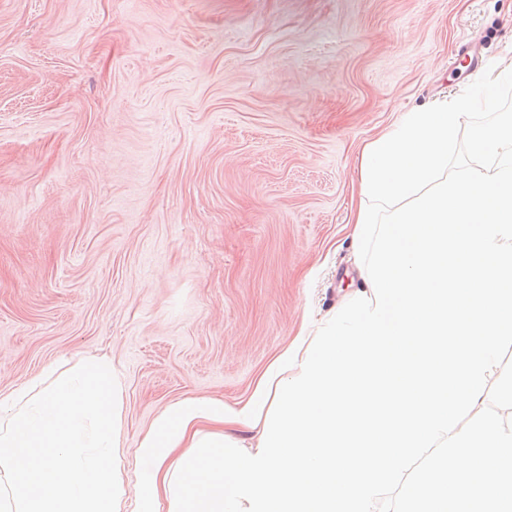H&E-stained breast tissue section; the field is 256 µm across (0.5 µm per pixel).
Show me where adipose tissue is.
<instances>
[{
    "mask_svg": "<svg viewBox=\"0 0 512 512\" xmlns=\"http://www.w3.org/2000/svg\"><path fill=\"white\" fill-rule=\"evenodd\" d=\"M511 81L501 70L364 146L352 240L370 254L365 288L296 336L246 399L169 403L136 449L134 512H383L380 489L432 446L456 504L489 481L498 493L481 512H512V463L500 460L512 426L450 428L483 403L512 335V126L470 141L492 173L444 174L467 111L493 108L495 86Z\"/></svg>",
    "mask_w": 512,
    "mask_h": 512,
    "instance_id": "obj_1",
    "label": "adipose tissue"
}]
</instances>
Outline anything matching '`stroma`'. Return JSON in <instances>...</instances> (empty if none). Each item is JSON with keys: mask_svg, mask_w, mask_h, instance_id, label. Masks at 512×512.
Listing matches in <instances>:
<instances>
[{"mask_svg": "<svg viewBox=\"0 0 512 512\" xmlns=\"http://www.w3.org/2000/svg\"><path fill=\"white\" fill-rule=\"evenodd\" d=\"M512 68V0H0V397L105 356L125 482L171 401L235 404L361 288L359 148ZM465 116L468 142L512 119ZM474 417L503 422L512 336ZM421 449L383 498L408 512Z\"/></svg>", "mask_w": 512, "mask_h": 512, "instance_id": "obj_1", "label": "stroma"}]
</instances>
